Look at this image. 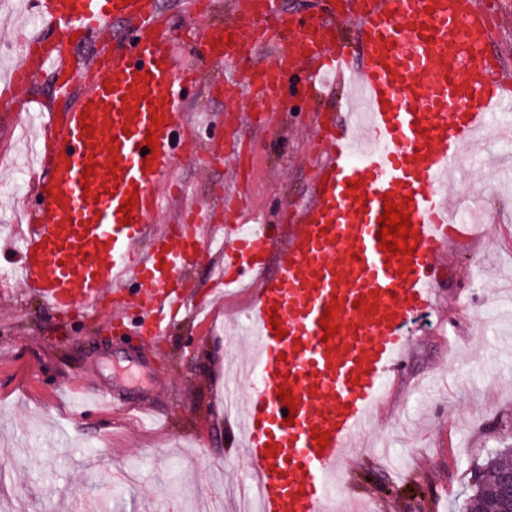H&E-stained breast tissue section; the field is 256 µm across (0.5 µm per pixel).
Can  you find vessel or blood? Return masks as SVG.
Masks as SVG:
<instances>
[{
  "label": "vessel or blood",
  "mask_w": 512,
  "mask_h": 512,
  "mask_svg": "<svg viewBox=\"0 0 512 512\" xmlns=\"http://www.w3.org/2000/svg\"><path fill=\"white\" fill-rule=\"evenodd\" d=\"M327 4L297 25L280 0H234L226 23L195 31L199 53L223 68L237 96L275 106L302 61L307 94L344 83L365 97L364 123L328 125L312 197L290 212L283 240L265 224L253 232L213 224L197 204L159 223L161 185L180 158L207 151L185 118L199 75L166 43L160 0H33L42 33L22 41L8 80L23 87L49 74L56 95L74 100L39 126L40 175L17 229L16 270L50 311L94 313L116 296L115 313L136 308L161 334L185 305L184 274L216 243L219 282L254 284L248 321L262 388L246 397L241 435L259 475V512H331L336 476L413 344L411 321L437 306V258L467 231L450 223L441 181L462 145L512 115V78L489 63L478 0H349L351 49L336 0ZM116 21L125 34L104 48ZM56 31L92 53L72 57ZM266 48L268 62L248 65ZM133 197L137 206L123 215ZM389 201L409 214L412 231L407 251L392 256L378 238ZM329 308L336 332L328 337L320 320ZM284 388L294 407L282 405Z\"/></svg>",
  "instance_id": "1"
}]
</instances>
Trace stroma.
Returning a JSON list of instances; mask_svg holds the SVG:
<instances>
[{
	"label": "stroma",
	"instance_id": "obj_1",
	"mask_svg": "<svg viewBox=\"0 0 512 512\" xmlns=\"http://www.w3.org/2000/svg\"><path fill=\"white\" fill-rule=\"evenodd\" d=\"M494 21L490 55L512 74V0H480ZM167 37L180 56L197 60L203 82L195 96L207 111L199 138L213 152L209 174L184 162L171 178L183 192L164 199V219L191 202L214 201L229 175L225 152L243 155L252 181L243 212L217 207L215 220L269 224L287 233L283 211L304 205L325 147L329 118L344 120V89L310 98L304 72L291 79L275 111L223 91L221 70L197 59L196 18L177 0ZM251 122H244V115ZM512 139L487 142L481 163L450 181L451 192L482 199L488 239L451 242L438 266L440 308L407 353L408 368L392 385L373 431L339 478L347 512L352 499H372L375 512H462L487 458L512 446V303L498 294L512 285ZM33 145L22 127L0 121V235L15 231L32 190ZM207 249L187 275L192 301L159 337L136 329V313L114 321L111 308L59 319L18 278L0 280V502L13 512H235L236 488L251 465L239 444L242 409L226 411L225 384L238 366L246 334L230 313H245L241 288L210 293L222 262ZM102 389L118 410L101 409ZM154 409L163 419L145 424Z\"/></svg>",
	"mask_w": 512,
	"mask_h": 512
}]
</instances>
